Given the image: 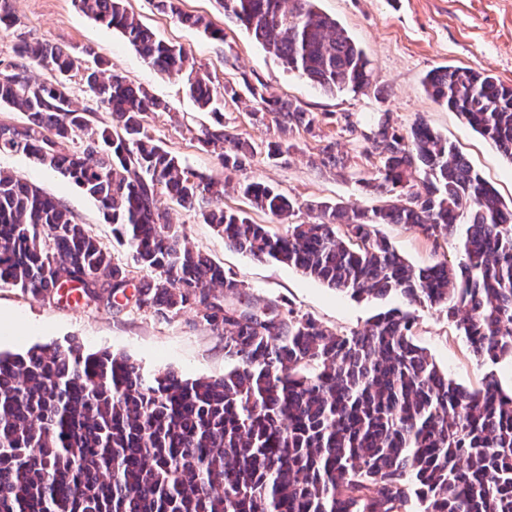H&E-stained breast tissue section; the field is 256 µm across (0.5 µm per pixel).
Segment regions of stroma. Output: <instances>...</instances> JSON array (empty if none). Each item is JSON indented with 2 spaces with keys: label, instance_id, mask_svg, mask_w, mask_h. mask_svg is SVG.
<instances>
[{
  "label": "stroma",
  "instance_id": "1",
  "mask_svg": "<svg viewBox=\"0 0 512 512\" xmlns=\"http://www.w3.org/2000/svg\"><path fill=\"white\" fill-rule=\"evenodd\" d=\"M318 6L363 47L373 69L369 88L330 95L285 70L242 27L225 17L218 0H181L180 7L223 29L220 42L158 12L151 0H126L127 9L161 39L191 51L214 83L261 82L267 96L296 101L317 114L314 129H294L289 135L292 150L275 161L268 160L264 152L267 143L280 138L272 117L256 121L251 114L253 104L246 99L225 101L218 118L199 109L186 96L179 78L153 69L119 32L86 16L73 0H13L18 22L0 29V61H14L15 46L22 39L93 49L128 81L144 86L167 104V111L150 115L148 131L196 172L218 178L225 175L217 155L194 139L202 128L220 122L225 129L256 142L257 153L230 175L231 183L225 188L224 205L231 209L249 210L236 190L237 183L244 181L265 183L303 203V210L292 218L296 224L308 221V205L323 201L383 205L389 193L368 191L362 185L378 164L377 158L366 153L367 137L382 123L408 135L420 119L456 146L474 170L494 184L503 202L512 201V162L458 113L435 103L422 84L425 74L440 65L470 67L512 84V0H318ZM331 143L346 156L345 169L314 166L322 148ZM0 167L18 172L56 196L77 223L87 225L110 249L115 262L130 263L127 248L114 239L98 204L71 181L23 154L0 155ZM159 204L169 208L174 223L184 225L194 250L244 283L243 301L289 303L296 314L313 317L339 334L361 327L378 310L406 305L396 295L356 299L294 267L257 261L225 246L223 236L204 223L198 211L173 205L164 195ZM378 230L414 266L440 260L454 266L461 259L453 243H433L397 224H382ZM415 314L418 344L450 379L471 388L491 370L503 388L512 387V358L486 368L469 352L446 312L419 306ZM0 318L19 323L16 335H0L4 353L21 354L36 345L76 341L88 350L125 354L149 373L169 369L189 378L215 379L229 365L223 337L200 324L189 310L165 319L153 309L132 303L120 308L55 305L0 285Z\"/></svg>",
  "mask_w": 512,
  "mask_h": 512
}]
</instances>
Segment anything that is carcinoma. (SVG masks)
<instances>
[{"instance_id": "cac0c4a2", "label": "carcinoma", "mask_w": 512, "mask_h": 512, "mask_svg": "<svg viewBox=\"0 0 512 512\" xmlns=\"http://www.w3.org/2000/svg\"><path fill=\"white\" fill-rule=\"evenodd\" d=\"M154 0L215 40L224 30ZM318 0H220L285 69L327 93L369 87L370 61ZM118 31L160 72L184 79L202 110L217 112L236 87L200 74L186 49L158 38L125 0H74ZM0 69V155L25 154L72 181L101 207L112 231L147 271L136 279L75 222L59 200L0 168V284L44 302L148 306L167 318L185 309L224 337L233 366L218 379L174 371L146 375L128 356L78 343L0 353V512H512V390L493 372L478 389L454 383L415 342L409 309L382 310L348 334L270 308L273 327L238 303L244 285L188 246L183 227L157 206L165 193L197 209L224 244L258 261L292 265L353 297L399 295L456 320L483 364L512 356V206L448 140L420 120L409 138L383 123L365 181L394 194L364 210L308 205L310 220L284 232L226 210L224 181L198 174L146 131L163 104L56 43L19 41ZM50 78L39 80L34 71ZM83 71L88 99L70 74ZM282 134L316 115L265 97L244 82ZM423 86L512 162V85L458 66L429 71ZM104 110L107 118L95 120ZM198 143L224 170L256 154L220 126ZM99 143L96 157L86 145ZM252 206L281 222L299 203L257 181L238 184ZM400 224L437 244L459 236L458 266L415 269L375 229Z\"/></svg>"}]
</instances>
